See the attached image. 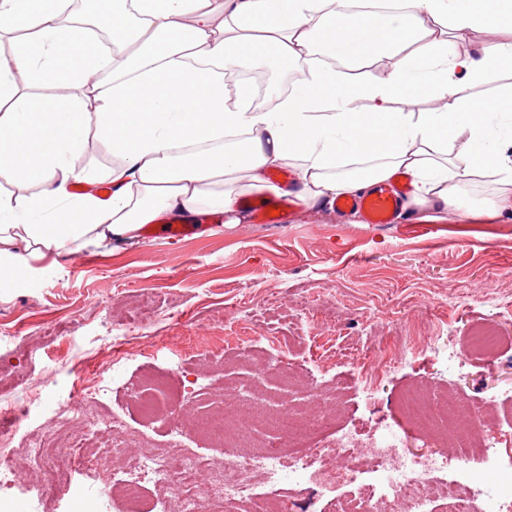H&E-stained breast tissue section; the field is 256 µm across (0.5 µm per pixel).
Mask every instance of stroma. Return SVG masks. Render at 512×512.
I'll return each mask as SVG.
<instances>
[{
	"mask_svg": "<svg viewBox=\"0 0 512 512\" xmlns=\"http://www.w3.org/2000/svg\"><path fill=\"white\" fill-rule=\"evenodd\" d=\"M408 214L406 224L341 222L321 204L304 207L295 224L246 218L229 227L206 214L175 240L154 239L150 224L136 242L35 263L0 293V392L23 395L22 377L98 384L85 406L89 422L121 419L134 452L170 446L167 422L146 420L129 396L155 378L169 394L185 386L184 409L198 417L220 396H258L269 410L289 399L311 414L324 400L334 409L331 430L347 427L364 440L374 411L406 427L398 400L421 383L485 406L490 424L512 431V403H485L490 391L512 386V213L431 220L426 207L412 206ZM148 292L155 319L126 344H107L105 333L123 335ZM486 324L503 337L491 362L461 348ZM47 329L58 337L50 346ZM256 331L264 341H253ZM351 344L369 348L365 362L338 359ZM281 352L292 361L287 376L261 374L260 362ZM392 357L400 367L382 373ZM365 373L381 378L372 403Z\"/></svg>",
	"mask_w": 512,
	"mask_h": 512,
	"instance_id": "obj_1",
	"label": "stroma"
}]
</instances>
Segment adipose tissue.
<instances>
[{
    "label": "adipose tissue",
    "instance_id": "adipose-tissue-1",
    "mask_svg": "<svg viewBox=\"0 0 512 512\" xmlns=\"http://www.w3.org/2000/svg\"><path fill=\"white\" fill-rule=\"evenodd\" d=\"M112 32L96 58L88 27L65 24V0H0V177H38L39 192L0 196V291L32 259L136 241L160 218L227 213L266 191L262 175L294 167L313 206L404 173L411 202L470 208L458 188L473 162L512 184V86L480 97L490 64L512 66V0H404L388 12H342L343 0H111ZM488 41L458 52L453 32ZM259 60L306 69L272 111L229 103L225 72ZM32 85H90L33 103ZM429 97L427 112L397 100ZM468 132L466 154L455 146ZM110 146L106 173L85 164L88 137ZM107 182L102 196L95 185Z\"/></svg>",
    "mask_w": 512,
    "mask_h": 512
}]
</instances>
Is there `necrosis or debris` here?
<instances>
[{
	"instance_id": "1",
	"label": "necrosis or debris",
	"mask_w": 512,
	"mask_h": 512,
	"mask_svg": "<svg viewBox=\"0 0 512 512\" xmlns=\"http://www.w3.org/2000/svg\"><path fill=\"white\" fill-rule=\"evenodd\" d=\"M422 403V396L414 391L402 397L401 408L425 433H436L437 423H444L453 436L452 452L401 455V435L377 426L366 451L367 481L355 483L348 495L337 497L332 512H512V455L503 451L512 443V433L463 412L456 397H448L425 417L419 413ZM160 411L175 436L170 450L125 459L121 476L101 477L97 466L113 456L122 431L120 419H112L94 439L82 430L72 432L61 446L50 434L28 438L19 457L11 446L28 423L31 406L7 400L0 407V512H42V493L58 479L51 460L59 450L69 473L65 512H108L117 494L133 505V512H313L314 504L342 480L326 454L352 459L358 453L359 439L350 432L306 446V438L322 429L323 421L302 419L285 406L274 421L279 439L264 443L258 452L230 441L228 412L199 420L197 434L224 449L223 457L216 458L178 441L177 401ZM20 458L36 477L33 493L26 497L19 496L15 482ZM203 468L221 476V483L201 490L195 474ZM150 483L168 489L169 506L160 509L144 503L143 491ZM291 488L305 490V497H289Z\"/></svg>"
}]
</instances>
